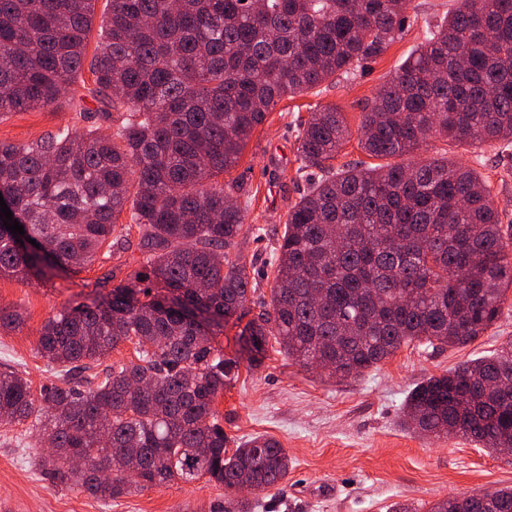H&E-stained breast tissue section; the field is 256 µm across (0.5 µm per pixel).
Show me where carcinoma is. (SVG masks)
<instances>
[{"label": "carcinoma", "mask_w": 512, "mask_h": 512, "mask_svg": "<svg viewBox=\"0 0 512 512\" xmlns=\"http://www.w3.org/2000/svg\"><path fill=\"white\" fill-rule=\"evenodd\" d=\"M96 0H0V114L56 109L119 113L115 134L64 125L26 144L0 143V195L25 234L0 222V278L80 270L103 244L126 251L122 214L139 229L141 265L107 293L43 325L38 354L60 367L34 394L0 371V423L24 422L52 449L47 479L112 500L203 476L240 493L282 485L281 443L254 436L227 452L213 405L238 375L216 338L250 312V270L230 259L250 198L218 177L284 97L381 56L410 0H109L91 64L77 83ZM358 145L375 166L333 161L351 132L321 108L296 128L308 188L288 208L270 302L238 334L250 360L269 339L329 378L363 375L401 347L467 345L500 318L512 250L488 183L429 147L512 141V0H459L362 112ZM25 237L38 247L16 242ZM21 313L0 307V330ZM134 339L137 361L101 380L69 373ZM416 431L512 449V341L417 384L404 405ZM90 460L84 467L72 457ZM428 512H512V486L435 501Z\"/></svg>", "instance_id": "cac0c4a2"}]
</instances>
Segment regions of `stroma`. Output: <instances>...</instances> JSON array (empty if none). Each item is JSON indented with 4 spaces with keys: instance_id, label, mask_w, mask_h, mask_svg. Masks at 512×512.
Wrapping results in <instances>:
<instances>
[{
    "instance_id": "35a3bbf8",
    "label": "stroma",
    "mask_w": 512,
    "mask_h": 512,
    "mask_svg": "<svg viewBox=\"0 0 512 512\" xmlns=\"http://www.w3.org/2000/svg\"><path fill=\"white\" fill-rule=\"evenodd\" d=\"M457 0H412L410 20L388 49L366 68L324 83L308 93L282 98L254 131L236 167L222 182H238L251 195L248 225L261 235L240 237L230 256L253 273L254 302L269 300L273 247L289 207L305 183L297 173L296 125L323 106L344 112L357 130L362 109L422 42L428 26L440 23ZM75 122L67 110H30L0 115V142L29 143ZM432 157L474 165L490 183L501 214L504 240L512 245V143L450 146L432 141ZM129 250L101 249L96 260L75 273L56 269L32 284L0 279V306L17 309L22 325L0 331V370L13 369L32 389L54 382L56 373L37 353L40 331L63 307L84 301L105 274L124 278L142 254L137 229ZM240 326H226L218 342L237 359L239 376L216 403L217 417L231 444L256 435L279 440L291 468L281 489L258 496L257 512H390L409 500L419 512L448 495H472L512 486V456L461 437H429L401 423L409 391L419 382L453 371L461 363L493 355L512 340V291L496 324L460 348L402 347L364 375L342 382L322 379L293 364L269 343L259 365H250L238 344ZM42 444L29 424H0V503L15 512H232L221 485L200 478L181 480L109 502L65 485H54L38 465Z\"/></svg>"
}]
</instances>
